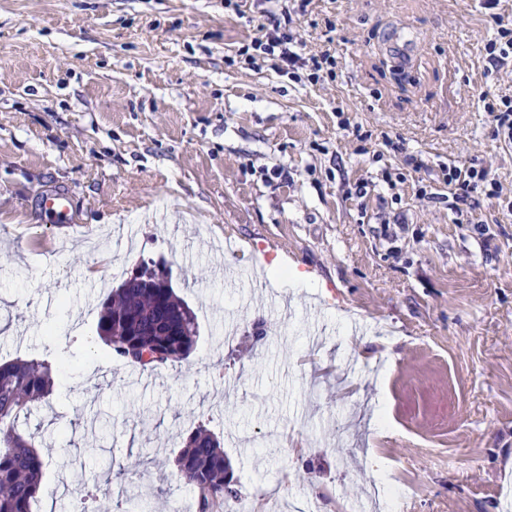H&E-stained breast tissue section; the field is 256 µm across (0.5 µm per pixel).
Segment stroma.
I'll list each match as a JSON object with an SVG mask.
<instances>
[{
    "instance_id": "1",
    "label": "stroma",
    "mask_w": 512,
    "mask_h": 512,
    "mask_svg": "<svg viewBox=\"0 0 512 512\" xmlns=\"http://www.w3.org/2000/svg\"><path fill=\"white\" fill-rule=\"evenodd\" d=\"M276 26L333 64L276 71L252 47ZM501 26L512 0H0V361L65 363L25 427L41 512L109 467L111 512H198L174 460L201 425L260 512H388L397 487L407 512H512ZM454 166L487 172L463 200ZM143 258L199 323L152 382L94 337Z\"/></svg>"
}]
</instances>
